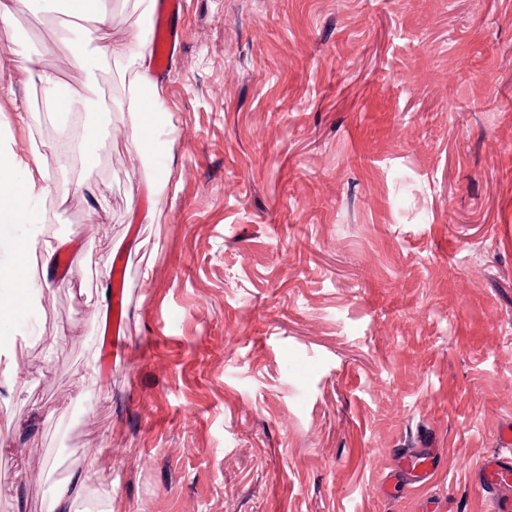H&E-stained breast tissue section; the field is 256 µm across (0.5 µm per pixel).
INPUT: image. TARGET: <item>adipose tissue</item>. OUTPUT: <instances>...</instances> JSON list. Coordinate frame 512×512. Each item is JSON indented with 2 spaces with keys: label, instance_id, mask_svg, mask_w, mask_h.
Wrapping results in <instances>:
<instances>
[{
  "label": "adipose tissue",
  "instance_id": "1",
  "mask_svg": "<svg viewBox=\"0 0 512 512\" xmlns=\"http://www.w3.org/2000/svg\"><path fill=\"white\" fill-rule=\"evenodd\" d=\"M32 11L56 13L77 21L104 26L111 22L104 0H28ZM104 54L115 59H128L137 67L138 83L144 90L133 109L129 129L132 158L154 152L160 136L171 119H159L156 103L163 88L151 75L150 54L139 34L104 47ZM34 79L45 92L44 110L48 117H77L85 110L86 95L82 88L63 87L58 76L50 71L36 70ZM51 192L48 174L41 158L25 162L10 146L0 143V224H22L26 230L11 244L13 261L7 277L0 279V329H8L23 310L31 308L39 297L29 279L32 257L51 258L55 244L44 238L45 201Z\"/></svg>",
  "mask_w": 512,
  "mask_h": 512
}]
</instances>
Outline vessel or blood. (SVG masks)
Returning <instances> with one entry per match:
<instances>
[{"mask_svg": "<svg viewBox=\"0 0 512 512\" xmlns=\"http://www.w3.org/2000/svg\"><path fill=\"white\" fill-rule=\"evenodd\" d=\"M398 467L390 480L408 478L413 483L427 482L438 468L436 457L423 448H413L397 457ZM474 481L489 504L488 512H512V499H503L501 489L512 486V421L503 424L498 448L475 470Z\"/></svg>", "mask_w": 512, "mask_h": 512, "instance_id": "vessel-or-blood-1", "label": "vessel or blood"}]
</instances>
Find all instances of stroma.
Masks as SVG:
<instances>
[{
  "mask_svg": "<svg viewBox=\"0 0 512 512\" xmlns=\"http://www.w3.org/2000/svg\"><path fill=\"white\" fill-rule=\"evenodd\" d=\"M151 2L115 0L99 43L151 41ZM58 24L25 0L0 24V137L38 147L70 259L0 373V512L79 473V512H486L471 474L512 420V0H186L173 125L138 161L135 64L86 71ZM35 67L86 88L81 121L39 112ZM101 125L93 161L61 148ZM401 448L439 467L389 493Z\"/></svg>",
  "mask_w": 512,
  "mask_h": 512,
  "instance_id": "obj_1",
  "label": "stroma"
}]
</instances>
